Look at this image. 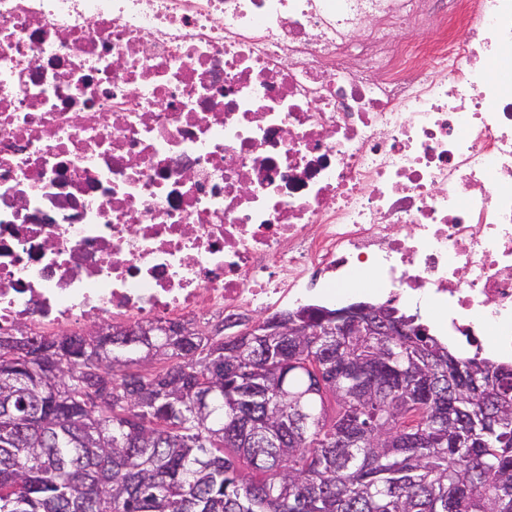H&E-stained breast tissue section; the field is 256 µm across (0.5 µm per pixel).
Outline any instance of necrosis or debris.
I'll return each mask as SVG.
<instances>
[{
	"label": "necrosis or debris",
	"mask_w": 512,
	"mask_h": 512,
	"mask_svg": "<svg viewBox=\"0 0 512 512\" xmlns=\"http://www.w3.org/2000/svg\"><path fill=\"white\" fill-rule=\"evenodd\" d=\"M509 48L512 0H0V333L370 287L512 367Z\"/></svg>",
	"instance_id": "1"
}]
</instances>
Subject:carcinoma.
<instances>
[{
    "label": "carcinoma",
    "mask_w": 512,
    "mask_h": 512,
    "mask_svg": "<svg viewBox=\"0 0 512 512\" xmlns=\"http://www.w3.org/2000/svg\"><path fill=\"white\" fill-rule=\"evenodd\" d=\"M247 332L117 330L97 364L81 335L0 344V512H512L511 367L428 332Z\"/></svg>",
    "instance_id": "cac0c4a2"
}]
</instances>
